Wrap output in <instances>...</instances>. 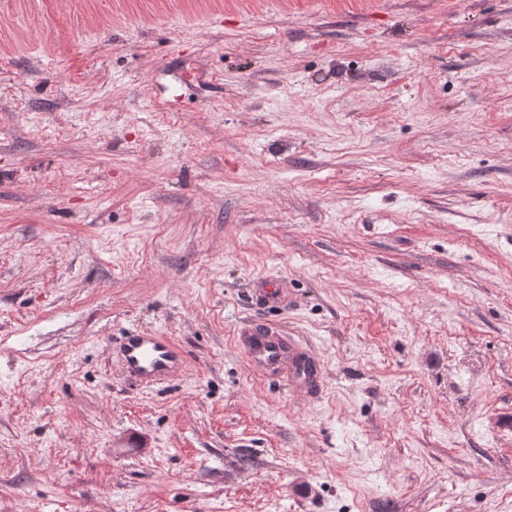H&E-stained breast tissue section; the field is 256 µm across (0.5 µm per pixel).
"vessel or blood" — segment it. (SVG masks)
Returning a JSON list of instances; mask_svg holds the SVG:
<instances>
[{"mask_svg": "<svg viewBox=\"0 0 512 512\" xmlns=\"http://www.w3.org/2000/svg\"><path fill=\"white\" fill-rule=\"evenodd\" d=\"M122 366L139 382L147 385L167 383L182 372L185 356L168 337L148 330H135L120 342ZM245 354L262 371L289 369L296 385H304L312 376L301 357V345L294 339L259 329L250 338Z\"/></svg>", "mask_w": 512, "mask_h": 512, "instance_id": "obj_1", "label": "vessel or blood"}]
</instances>
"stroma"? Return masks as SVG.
Here are the masks:
<instances>
[{"instance_id": "35a3bbf8", "label": "stroma", "mask_w": 512, "mask_h": 512, "mask_svg": "<svg viewBox=\"0 0 512 512\" xmlns=\"http://www.w3.org/2000/svg\"><path fill=\"white\" fill-rule=\"evenodd\" d=\"M506 416L512 0H0V512H512ZM245 354L253 366L262 371L289 369L297 386H303L312 376L306 361L301 357V345L293 338L275 336L266 329L252 333ZM124 370L146 385L167 383L182 372L185 356L168 337L135 330L120 341Z\"/></svg>"}]
</instances>
